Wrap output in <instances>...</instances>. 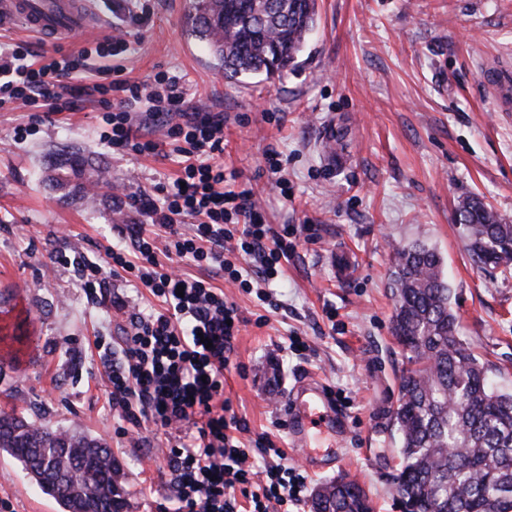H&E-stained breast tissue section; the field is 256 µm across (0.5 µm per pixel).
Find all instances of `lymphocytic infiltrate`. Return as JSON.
Masks as SVG:
<instances>
[{"label": "lymphocytic infiltrate", "mask_w": 512, "mask_h": 512, "mask_svg": "<svg viewBox=\"0 0 512 512\" xmlns=\"http://www.w3.org/2000/svg\"><path fill=\"white\" fill-rule=\"evenodd\" d=\"M129 33L60 53L42 64L35 43H0V111L24 110L28 121L14 130L26 140L52 116L93 102L102 114L100 139L122 155L162 153L134 115L143 112L166 129L182 158L178 180L127 195L145 224L135 227L126 246H104L102 261L49 256L51 264H73L79 286L91 303L105 295L110 277L148 288L156 304L132 306L120 348L100 357L108 370L109 401L119 418L148 423L166 440V460L174 489V512H289L302 500L305 477L284 465L283 452L269 435L253 446L238 437L241 418L224 398V370L242 322L237 305L217 280L249 289L252 277H279L295 246L287 232L275 231L247 190H234L224 169V122L192 112L179 83L158 72L143 82L97 70L93 60L125 53ZM237 253L258 259L257 274L229 259ZM205 264L208 278L188 276L181 261ZM266 461L255 465L254 451Z\"/></svg>", "instance_id": "lymphocytic-infiltrate-1"}]
</instances>
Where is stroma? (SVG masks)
<instances>
[{
  "label": "stroma",
  "instance_id": "obj_1",
  "mask_svg": "<svg viewBox=\"0 0 512 512\" xmlns=\"http://www.w3.org/2000/svg\"><path fill=\"white\" fill-rule=\"evenodd\" d=\"M318 14L294 71L226 82L206 48L187 37L186 0H153L124 54L125 75L164 71L200 111L224 119V166L237 171L274 229L293 228L295 252L272 282L225 288L244 319L224 396L251 442L266 433L300 459L307 490L344 475L368 492L374 512H402L394 487L402 353L392 333L393 249L416 241L442 257L459 336L512 392V272L481 269L458 222L460 201L481 197L512 220V105L493 75L512 66V0H317ZM25 112H0V413L95 437L124 473L127 512H159L172 497L167 462L151 458L150 425L128 426L108 402L94 339L120 338L117 302L152 305L147 288L111 280L112 304H88L73 268L49 253L96 257L144 218L112 195L175 178V156L113 153L99 139L93 104L55 116L25 142ZM80 149L105 184L73 177L68 199L52 190L47 155ZM286 158L287 191L264 154ZM275 293L280 307L259 300ZM307 352H295L293 338ZM332 390L347 434L298 450L284 403L301 377ZM15 512H61L0 453V498Z\"/></svg>",
  "mask_w": 512,
  "mask_h": 512
}]
</instances>
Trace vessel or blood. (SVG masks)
I'll return each instance as SVG.
<instances>
[{
	"label": "vessel or blood",
	"mask_w": 512,
	"mask_h": 512,
	"mask_svg": "<svg viewBox=\"0 0 512 512\" xmlns=\"http://www.w3.org/2000/svg\"><path fill=\"white\" fill-rule=\"evenodd\" d=\"M18 24L55 43L97 26L89 0H0V26ZM291 433L306 447L316 430L330 427L346 432L348 422L325 388L318 383L303 387L290 398Z\"/></svg>",
	"instance_id": "vessel-or-blood-1"
}]
</instances>
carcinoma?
I'll use <instances>...</instances> for the list:
<instances>
[{"label":"carcinoma","mask_w":512,"mask_h":512,"mask_svg":"<svg viewBox=\"0 0 512 512\" xmlns=\"http://www.w3.org/2000/svg\"><path fill=\"white\" fill-rule=\"evenodd\" d=\"M189 0L188 35L209 51L230 82L247 75L280 80L294 68L315 24L317 0ZM53 187L89 168L73 151L52 164ZM468 248L482 268L512 269V223L479 198L458 211ZM393 333L406 353L393 426L401 466L396 491L405 512H512V393L495 389L488 368L459 339L443 260L415 242L394 248ZM0 450L53 497L63 512H123L121 467L87 435L0 414ZM321 512H371L365 491L340 478Z\"/></svg>","instance_id":"carcinoma-1"}]
</instances>
